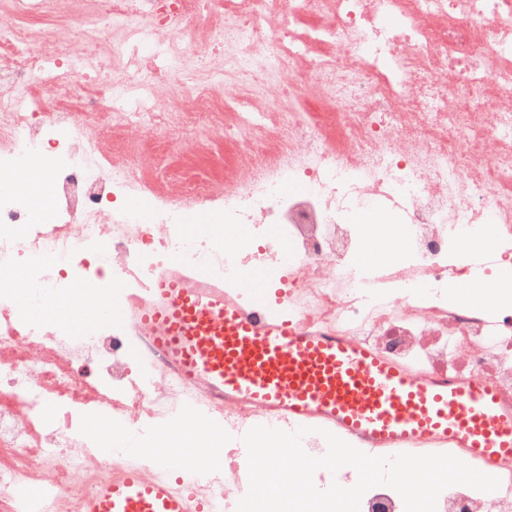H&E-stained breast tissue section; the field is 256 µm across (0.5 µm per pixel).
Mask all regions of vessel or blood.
<instances>
[{"instance_id":"obj_1","label":"vessel or blood","mask_w":512,"mask_h":512,"mask_svg":"<svg viewBox=\"0 0 512 512\" xmlns=\"http://www.w3.org/2000/svg\"><path fill=\"white\" fill-rule=\"evenodd\" d=\"M125 318L180 379L290 429L316 426L386 456L453 452L487 473L512 460V406L490 387L458 385L394 363L367 343L267 316L226 289L171 270ZM83 512H200L170 481L134 467L102 484Z\"/></svg>"}]
</instances>
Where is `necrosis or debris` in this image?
I'll list each match as a JSON object with an SVG mask.
<instances>
[{
  "mask_svg": "<svg viewBox=\"0 0 512 512\" xmlns=\"http://www.w3.org/2000/svg\"><path fill=\"white\" fill-rule=\"evenodd\" d=\"M89 15L81 51L44 25ZM0 16V512H81L128 463L233 512L259 424L108 313L34 320L18 272L55 302L122 309L169 262L260 304L258 263L288 283L274 309L289 320L512 401V305L448 298L512 277V0H0ZM197 127L224 138L223 184L186 166L173 191L138 164L136 135L161 156ZM38 164L49 181L19 188ZM362 210L378 224L355 223ZM487 232L493 252L458 255ZM369 234L396 260L359 267ZM91 419L118 432L111 447ZM178 422L192 461L124 446ZM502 472L492 492L446 488L437 512H512Z\"/></svg>",
  "mask_w": 512,
  "mask_h": 512,
  "instance_id": "necrosis-or-debris-1",
  "label": "necrosis or debris"
}]
</instances>
